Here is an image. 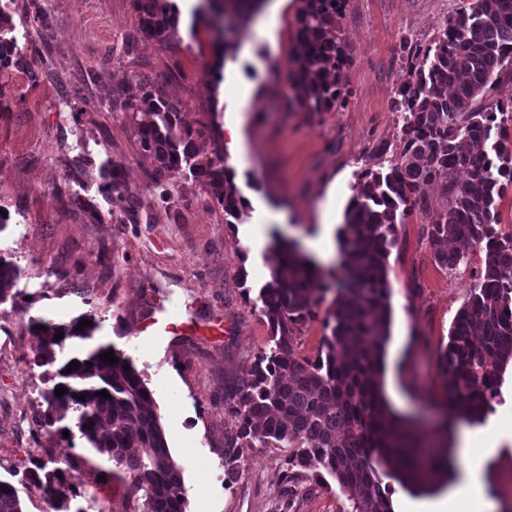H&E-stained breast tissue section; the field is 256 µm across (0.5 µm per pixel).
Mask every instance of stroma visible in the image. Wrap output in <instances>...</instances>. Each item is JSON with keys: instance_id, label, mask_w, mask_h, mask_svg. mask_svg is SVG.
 Returning a JSON list of instances; mask_svg holds the SVG:
<instances>
[{"instance_id": "35a3bbf8", "label": "stroma", "mask_w": 512, "mask_h": 512, "mask_svg": "<svg viewBox=\"0 0 512 512\" xmlns=\"http://www.w3.org/2000/svg\"><path fill=\"white\" fill-rule=\"evenodd\" d=\"M460 0H346L338 34L348 64V93L330 112L290 103L289 58L303 0H287L278 14L264 11L218 31L190 28V0H181L178 33L168 40L135 36L132 0H0L12 15V36L24 59L0 67V209L10 219L0 231V257L18 270L20 307L0 304V448L8 467L42 456L85 453L79 437L37 432L40 389L52 386L55 365L34 366L36 338L29 326L65 324L85 316L97 322L94 340L131 359L152 391L173 457L183 467L185 512H349L351 503L334 479L287 483L283 448L244 447L238 473L227 480L224 389L241 382L254 357L268 347L266 320L246 303L244 289L267 280L273 234L321 231L319 204L335 188V217L343 219L364 170L379 169L401 148L394 90L404 79L412 47L428 44ZM228 46L223 72L243 77L249 106L225 99L210 73L214 43ZM178 101L193 128L223 123L242 112L248 165L238 181L254 198L243 221L262 224L255 240L224 222L210 207L203 180L178 188L173 207L149 186L152 159L139 146L115 98L129 76ZM118 164L125 189L105 188L98 168ZM424 192L430 211H414L397 230L389 258L390 336L383 394L390 408L417 418L419 435L435 419L432 403L446 398L437 351L484 266L474 248L455 269L440 267L425 225L446 208L438 186ZM140 201L128 223L130 196ZM280 215L277 225L262 222ZM247 281H240V271ZM175 297L189 328L165 329L159 299ZM82 482L101 512H116L127 493L117 480L99 484L107 460L93 457ZM495 512H512V447L485 468Z\"/></svg>"}]
</instances>
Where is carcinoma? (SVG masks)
<instances>
[{
    "label": "carcinoma",
    "instance_id": "cac0c4a2",
    "mask_svg": "<svg viewBox=\"0 0 512 512\" xmlns=\"http://www.w3.org/2000/svg\"><path fill=\"white\" fill-rule=\"evenodd\" d=\"M346 0H305L296 20L292 53L294 101L308 112H330L342 102L341 75L348 60L336 36V18ZM138 32L162 41L177 34L173 0H133ZM261 0H199L196 14L215 24L257 10ZM12 17L0 8V67L20 64ZM512 62V0H473L460 12L459 28L444 26L426 45H416L407 75L398 86L401 151L388 167L361 173L339 230L342 279H325L317 264L294 241L275 232L270 250L277 259L270 278L248 305L267 321L269 350L257 354L241 388L224 391V414L234 428L224 434V466L235 477L236 449H288V482L310 474L329 475L347 493L351 512H392L389 485L429 489L448 473L447 437L461 421L475 422L493 410L499 381L512 364V232L501 230V201L512 188V128L504 114L475 107L477 97L506 74ZM123 107L137 124L142 150L154 161L149 179L159 201L175 203L180 180L204 178L224 223L242 221L248 204L220 147L204 154L197 143L203 131L181 120L177 101L155 94L136 80ZM108 188H123L118 166H103ZM439 184L448 208L426 231L437 245L435 257L452 269L468 252L485 248V268L469 290L438 351V367L448 380L435 427L441 450L414 434V422L389 410L383 396L384 349L390 326L389 256L398 244L397 226L415 209H428L423 186ZM17 271L0 258V304H17ZM336 297L326 310L322 354L301 359L294 335L316 315L329 291ZM80 322L45 321L33 359L52 364L56 349L69 338L88 340L92 327ZM64 338L57 340L55 334ZM110 345L89 348L74 358L79 369L58 370L61 381L40 392L46 405L35 420L51 427L68 412L88 447L115 469L103 476L120 479L139 504L136 512H185L181 466L173 458L152 392L132 362L101 360ZM67 393L58 396L55 388ZM109 393L108 398L99 391ZM83 394L85 400L77 395ZM63 466L37 459L0 479V512H24L18 486H36L47 512H68L69 502L87 495L70 479L90 464L77 453L62 456Z\"/></svg>",
    "mask_w": 512,
    "mask_h": 512
}]
</instances>
